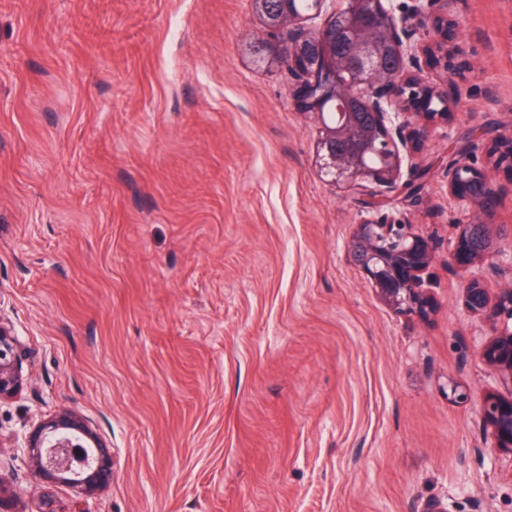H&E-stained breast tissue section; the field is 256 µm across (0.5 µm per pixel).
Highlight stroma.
<instances>
[{"label":"stroma","mask_w":512,"mask_h":512,"mask_svg":"<svg viewBox=\"0 0 512 512\" xmlns=\"http://www.w3.org/2000/svg\"><path fill=\"white\" fill-rule=\"evenodd\" d=\"M465 56L407 70L457 106L402 170L419 197L374 208L315 165L298 83L257 63L252 0H0V313L32 350L0 401L13 512H512V455L479 411L512 383L463 286L512 285V0H457ZM468 160L499 190L493 269L449 263L471 215L448 192ZM389 215L426 238L432 308L381 301L349 257ZM465 391L456 402L451 385ZM78 411L112 448L110 487L47 488L11 438Z\"/></svg>","instance_id":"stroma-1"}]
</instances>
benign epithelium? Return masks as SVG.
I'll use <instances>...</instances> for the list:
<instances>
[{"label": "benign epithelium", "instance_id": "7a95c632", "mask_svg": "<svg viewBox=\"0 0 512 512\" xmlns=\"http://www.w3.org/2000/svg\"><path fill=\"white\" fill-rule=\"evenodd\" d=\"M344 9L364 11L376 21L365 35L381 38L392 46L398 67L388 71L376 67L370 76L348 77L341 95L353 99L371 111L374 128L363 132L366 138H378L391 152L390 164L381 171H372L348 160L336 151V138L343 131L334 126L323 127L315 153V163L326 180L336 186L366 191L367 184H376L391 192L402 191L409 196L419 192L435 162H430L401 180L400 148L420 147L428 138L429 124L448 120V91L423 85L405 76L406 58L411 45L399 32L398 19L391 0H344ZM306 16L290 15L268 28V37L260 42L264 57L276 60L301 82L298 106L303 112H315V104L336 87V78L351 68L367 65V58L341 59L328 50L321 30H307ZM435 36L447 41L455 38L450 13L436 19ZM437 100L442 107L423 112L426 124L410 136L402 135L400 115L409 108H420ZM499 161L512 175V137H499L495 142ZM448 192L473 213V220L456 225L453 247L448 260L462 267L476 264L493 267L498 253L488 225L480 215L497 205V190L483 173L465 160L448 169ZM351 258L365 273L379 298L400 312L424 315L430 306L421 290L420 274L433 260L429 242L409 230V225L386 219L368 220L356 225L351 241ZM464 304L468 312L482 316L491 324L492 337L477 354L502 378L512 381V288L504 289L491 299L484 282L472 278L464 286ZM27 350L15 333L0 321V400L12 395L18 387V368ZM485 440L495 452L512 453V398L492 396L481 407ZM14 453L28 460L45 484L69 485L83 495L95 494L112 484V453L92 433L84 417L75 410L62 409L31 429L15 435Z\"/></svg>", "mask_w": 512, "mask_h": 512}]
</instances>
